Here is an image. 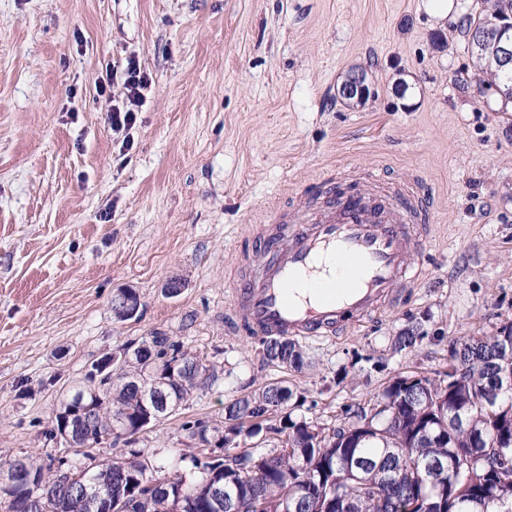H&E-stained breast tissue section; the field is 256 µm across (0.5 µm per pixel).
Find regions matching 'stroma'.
Listing matches in <instances>:
<instances>
[{"label": "stroma", "instance_id": "obj_1", "mask_svg": "<svg viewBox=\"0 0 512 512\" xmlns=\"http://www.w3.org/2000/svg\"><path fill=\"white\" fill-rule=\"evenodd\" d=\"M0 0V456L45 450L42 431L91 362L159 330L219 379L141 434L163 458L190 447L193 418L222 425L229 401L267 384L331 427L399 375L447 371L449 345L512 322V109L460 85L476 61L456 29L480 0ZM135 59L150 78L135 125L98 90ZM355 67L371 94L336 89ZM349 166L392 200L416 179L435 226L425 274L343 334L304 339L307 364L266 363L260 338L227 326L232 252L249 253L276 200L322 213L319 179ZM179 283L177 293L168 283ZM136 291V318L111 311ZM417 351L391 342L411 321ZM30 387L18 398L19 386Z\"/></svg>", "mask_w": 512, "mask_h": 512}]
</instances>
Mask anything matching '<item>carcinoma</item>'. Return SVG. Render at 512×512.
Returning <instances> with one entry per match:
<instances>
[{
  "label": "carcinoma",
  "mask_w": 512,
  "mask_h": 512,
  "mask_svg": "<svg viewBox=\"0 0 512 512\" xmlns=\"http://www.w3.org/2000/svg\"><path fill=\"white\" fill-rule=\"evenodd\" d=\"M486 2L480 16L467 17L466 37L476 19L486 22L512 11V0ZM475 54L491 58L480 82L504 93L512 89V70L499 67L493 42ZM425 335L421 323L408 325L395 336L393 350L412 352ZM262 345L270 364L297 372L305 366L292 339L269 338ZM119 349L131 353V361L71 391L43 435L58 443L68 407L87 406L90 449L76 448L74 454L88 460L92 484L112 476V488L100 490L124 500L128 512H216L211 498L216 484L232 491L222 512H256L260 502L274 512H282L285 503L287 512H512V390L504 389L505 379L512 378V323L489 336L452 343V361L442 378L396 377L375 402L348 408L328 429L294 419L288 401L304 397L279 384L228 402L222 430L202 418L187 420L182 429L189 438L214 444L179 456L191 464L187 474L151 463L139 434L152 428L146 422L151 400L170 405V416L211 389L217 372L161 331ZM176 361L180 371L162 375ZM274 416L279 426H266ZM265 431L283 435L282 445L240 449L242 441ZM492 434L498 453L487 443ZM119 444L123 457L101 464L89 460L91 453ZM24 458L53 493L37 502L29 489L0 487V512H85L58 486L55 454L45 450ZM157 477L167 481L168 495H156L151 483Z\"/></svg>",
  "instance_id": "carcinoma-1"
}]
</instances>
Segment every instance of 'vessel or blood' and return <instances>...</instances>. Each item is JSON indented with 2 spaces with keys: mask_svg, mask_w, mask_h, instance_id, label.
<instances>
[{
  "mask_svg": "<svg viewBox=\"0 0 512 512\" xmlns=\"http://www.w3.org/2000/svg\"><path fill=\"white\" fill-rule=\"evenodd\" d=\"M401 209L415 213L418 233L407 232ZM427 219L414 192L382 208L356 189L333 195L329 211L314 222L287 232L264 225L256 241L261 271L233 280L227 322L257 336L335 335L346 315L367 316L390 303L398 286L419 280L410 255L430 232Z\"/></svg>",
  "mask_w": 512,
  "mask_h": 512,
  "instance_id": "b4317fda",
  "label": "vessel or blood"
}]
</instances>
